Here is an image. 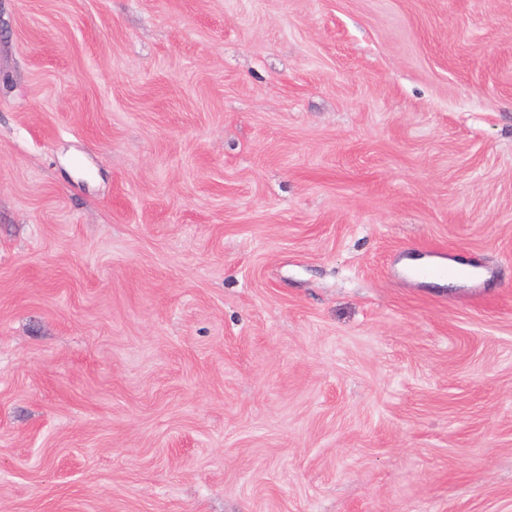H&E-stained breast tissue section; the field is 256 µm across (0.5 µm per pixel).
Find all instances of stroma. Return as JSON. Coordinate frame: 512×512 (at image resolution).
Returning <instances> with one entry per match:
<instances>
[{"instance_id":"stroma-1","label":"stroma","mask_w":512,"mask_h":512,"mask_svg":"<svg viewBox=\"0 0 512 512\" xmlns=\"http://www.w3.org/2000/svg\"><path fill=\"white\" fill-rule=\"evenodd\" d=\"M0 512H512V0H0Z\"/></svg>"}]
</instances>
